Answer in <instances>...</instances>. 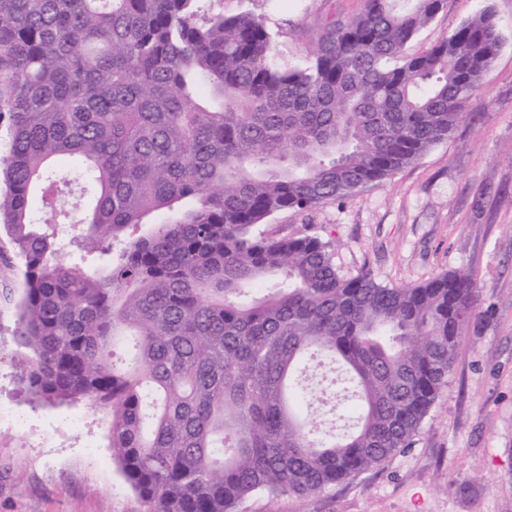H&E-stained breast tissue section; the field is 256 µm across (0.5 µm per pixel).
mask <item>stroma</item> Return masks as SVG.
<instances>
[{
  "instance_id": "1",
  "label": "stroma",
  "mask_w": 512,
  "mask_h": 512,
  "mask_svg": "<svg viewBox=\"0 0 512 512\" xmlns=\"http://www.w3.org/2000/svg\"><path fill=\"white\" fill-rule=\"evenodd\" d=\"M363 0H204L208 14L262 17L274 61L309 64L324 26ZM492 9L504 46L467 118L448 140L343 202L286 210L266 231L320 237L345 275L367 270L389 287L473 271L475 318L448 385L413 445L305 499L255 495L240 512H512V0H442L408 44L417 54ZM21 264L0 234V512H146L117 469L109 415L85 402L33 400L14 358ZM78 417L82 425L65 428Z\"/></svg>"
}]
</instances>
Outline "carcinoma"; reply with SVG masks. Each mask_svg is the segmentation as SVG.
Wrapping results in <instances>:
<instances>
[{"instance_id":"cac0c4a2","label":"carcinoma","mask_w":512,"mask_h":512,"mask_svg":"<svg viewBox=\"0 0 512 512\" xmlns=\"http://www.w3.org/2000/svg\"><path fill=\"white\" fill-rule=\"evenodd\" d=\"M199 2L0 0L21 380L46 404L110 409L113 461L147 512L304 498L411 447L478 300L471 271L387 287L340 274L316 236L257 226L447 140L504 45L491 9L410 55L441 0H363L291 68L261 18L201 22ZM58 158L90 201L69 227L35 221ZM322 356L354 398L343 434L303 416Z\"/></svg>"}]
</instances>
